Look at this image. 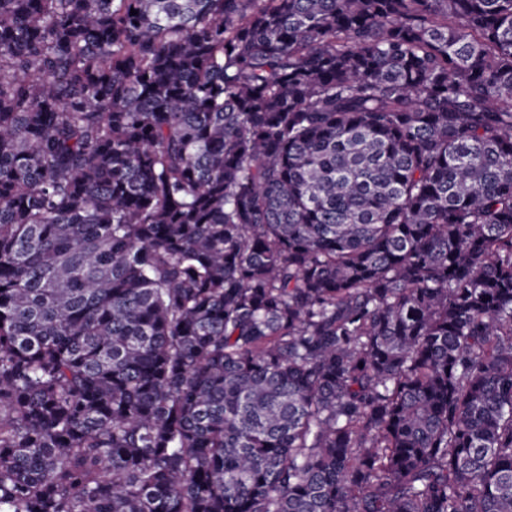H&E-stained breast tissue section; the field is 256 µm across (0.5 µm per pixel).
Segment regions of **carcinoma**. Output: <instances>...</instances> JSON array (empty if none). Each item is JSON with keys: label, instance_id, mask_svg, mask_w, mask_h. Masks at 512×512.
I'll return each mask as SVG.
<instances>
[{"label": "carcinoma", "instance_id": "1", "mask_svg": "<svg viewBox=\"0 0 512 512\" xmlns=\"http://www.w3.org/2000/svg\"><path fill=\"white\" fill-rule=\"evenodd\" d=\"M0 512H512V0H0Z\"/></svg>", "mask_w": 512, "mask_h": 512}]
</instances>
